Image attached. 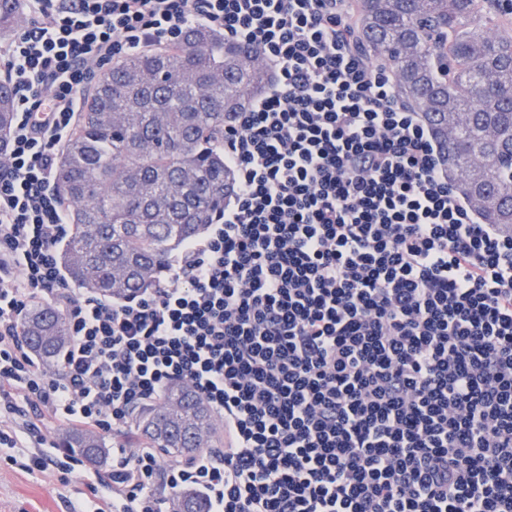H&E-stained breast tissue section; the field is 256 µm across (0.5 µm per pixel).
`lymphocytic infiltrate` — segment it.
<instances>
[{
    "label": "lymphocytic infiltrate",
    "instance_id": "f902f5d3",
    "mask_svg": "<svg viewBox=\"0 0 512 512\" xmlns=\"http://www.w3.org/2000/svg\"><path fill=\"white\" fill-rule=\"evenodd\" d=\"M0 44L16 114L0 157V447L80 472L40 418L120 437L188 384L224 445L179 459L119 442L71 512H512V233L484 224L351 0H24ZM206 27L275 73L224 126L237 188L149 292L68 287L53 191L95 69ZM36 300L70 338L55 369L19 324Z\"/></svg>",
    "mask_w": 512,
    "mask_h": 512
}]
</instances>
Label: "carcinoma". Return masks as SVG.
Here are the masks:
<instances>
[{
	"label": "carcinoma",
	"mask_w": 512,
	"mask_h": 512,
	"mask_svg": "<svg viewBox=\"0 0 512 512\" xmlns=\"http://www.w3.org/2000/svg\"><path fill=\"white\" fill-rule=\"evenodd\" d=\"M493 0H354L356 40L392 69L398 99L429 127L458 194L485 224L512 227V38L490 34ZM22 0H0V32ZM256 51L193 28L180 43L120 59L82 90L83 110L59 158L55 191L71 232L58 262L75 287L112 297L141 294L170 257L224 208L234 174L224 165V119L273 82ZM14 89L0 79V142ZM20 333L44 362L65 345L66 318L33 304ZM134 443L171 456L218 436L207 405L185 383L136 414ZM64 448L101 464L107 441L64 429ZM174 512H207L178 494Z\"/></svg>",
	"instance_id": "carcinoma-1"
}]
</instances>
